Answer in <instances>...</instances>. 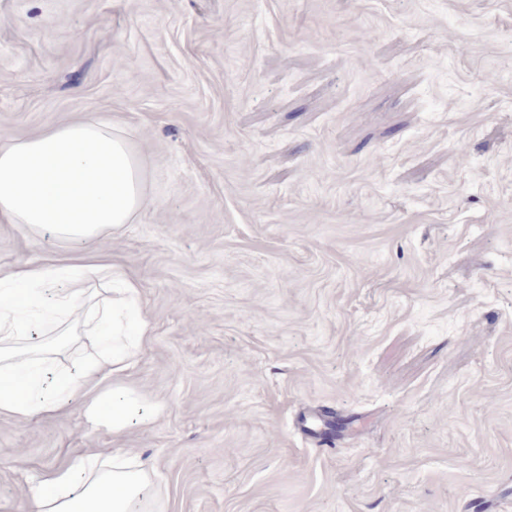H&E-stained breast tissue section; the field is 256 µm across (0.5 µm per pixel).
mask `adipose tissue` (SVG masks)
Returning a JSON list of instances; mask_svg holds the SVG:
<instances>
[{"mask_svg":"<svg viewBox=\"0 0 512 512\" xmlns=\"http://www.w3.org/2000/svg\"><path fill=\"white\" fill-rule=\"evenodd\" d=\"M143 162L111 121L91 117L0 142V218L73 244L120 231L146 209ZM113 283L111 295L92 282ZM47 340L31 339L33 327ZM72 336L104 338L105 355L62 363ZM150 337L140 288L113 266L83 256L0 271V416L19 421L77 400L95 425L122 433L145 421L144 399L124 384ZM152 461L88 451L27 483L29 512H135L154 497Z\"/></svg>","mask_w":512,"mask_h":512,"instance_id":"ef3b65f1","label":"adipose tissue"}]
</instances>
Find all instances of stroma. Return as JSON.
<instances>
[{
	"label": "stroma",
	"instance_id": "obj_1",
	"mask_svg": "<svg viewBox=\"0 0 512 512\" xmlns=\"http://www.w3.org/2000/svg\"><path fill=\"white\" fill-rule=\"evenodd\" d=\"M88 117L153 198L92 247L153 419L0 416V512L90 449L167 512L512 500V0H0V138ZM70 249L0 220V270Z\"/></svg>",
	"mask_w": 512,
	"mask_h": 512
}]
</instances>
